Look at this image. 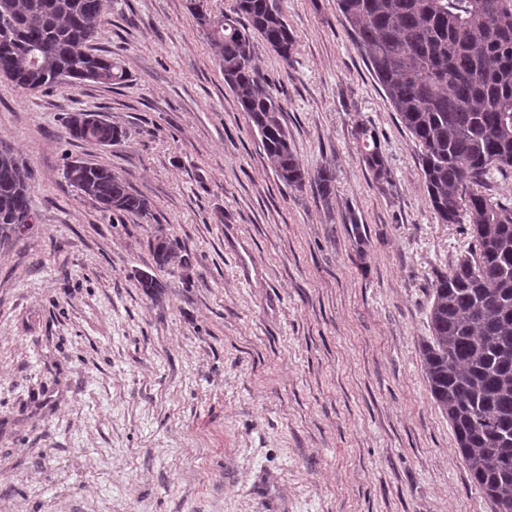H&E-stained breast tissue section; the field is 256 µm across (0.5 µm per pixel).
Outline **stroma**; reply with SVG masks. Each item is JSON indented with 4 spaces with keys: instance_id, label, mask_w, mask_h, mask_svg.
<instances>
[{
    "instance_id": "35a3bbf8",
    "label": "stroma",
    "mask_w": 512,
    "mask_h": 512,
    "mask_svg": "<svg viewBox=\"0 0 512 512\" xmlns=\"http://www.w3.org/2000/svg\"><path fill=\"white\" fill-rule=\"evenodd\" d=\"M279 3L293 60L259 43L255 62L303 166L335 173L327 202L278 180L189 0H113L96 44L124 84L0 78V146L33 170L40 216L0 247V512H492L421 355L433 274L472 239L432 213L336 0ZM79 110L126 138L68 140ZM69 159L110 166L150 217L103 215ZM158 234L191 264L149 297ZM359 137L362 139V144L365 149L363 159L373 179L381 185L391 184V173L378 148L375 135L369 128L362 126L359 128Z\"/></svg>"
}]
</instances>
